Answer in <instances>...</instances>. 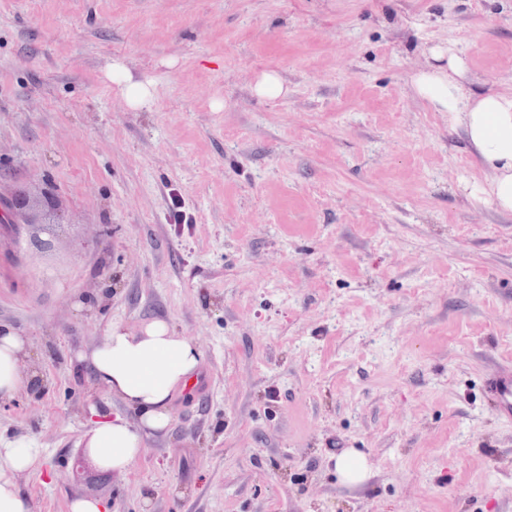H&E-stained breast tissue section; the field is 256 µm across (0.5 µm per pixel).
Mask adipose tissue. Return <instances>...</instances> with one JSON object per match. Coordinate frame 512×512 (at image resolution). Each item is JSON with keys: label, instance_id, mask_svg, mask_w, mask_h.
<instances>
[{"label": "adipose tissue", "instance_id": "obj_1", "mask_svg": "<svg viewBox=\"0 0 512 512\" xmlns=\"http://www.w3.org/2000/svg\"><path fill=\"white\" fill-rule=\"evenodd\" d=\"M430 55L432 64L411 78L412 92L447 113L449 130L461 134L481 162L484 180L477 193L512 215V90H469L467 63L454 45L434 46ZM25 350L24 337L0 332V400L18 390ZM87 361L95 381L138 413L134 423L119 416L100 418L88 434L86 446L97 465L122 473L138 459L145 436L168 429L172 395L193 381L200 352L167 323L155 320L136 332L112 328ZM41 457V449L24 436L0 447V512H28L16 478L37 472Z\"/></svg>", "mask_w": 512, "mask_h": 512}]
</instances>
